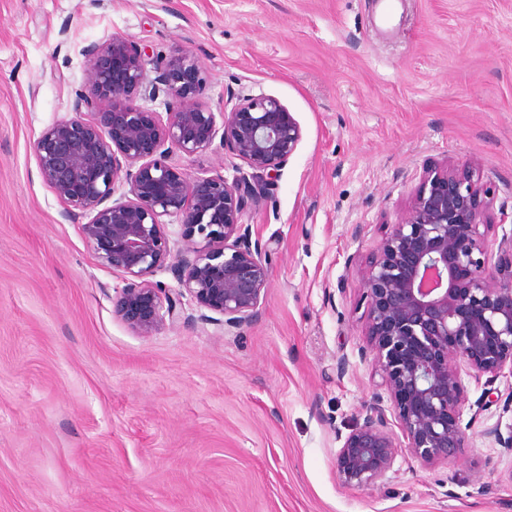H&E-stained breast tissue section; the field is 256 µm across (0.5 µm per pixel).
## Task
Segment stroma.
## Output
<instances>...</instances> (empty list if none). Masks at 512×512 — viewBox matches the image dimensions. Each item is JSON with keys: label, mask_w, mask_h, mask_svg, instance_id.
Here are the masks:
<instances>
[{"label": "stroma", "mask_w": 512, "mask_h": 512, "mask_svg": "<svg viewBox=\"0 0 512 512\" xmlns=\"http://www.w3.org/2000/svg\"><path fill=\"white\" fill-rule=\"evenodd\" d=\"M0 0V512H512V380L480 417L465 379L456 459L399 448L367 488L336 454L389 407L363 351L359 276L426 169L473 167L489 251L512 236V0ZM193 54L199 99L276 97L303 139L246 223L267 243L259 318L150 337L112 312L126 281L87 249L34 143L70 116L85 46ZM345 371H338L340 359Z\"/></svg>", "instance_id": "1"}]
</instances>
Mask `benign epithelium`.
I'll use <instances>...</instances> for the list:
<instances>
[{
  "instance_id": "1",
  "label": "benign epithelium",
  "mask_w": 512,
  "mask_h": 512,
  "mask_svg": "<svg viewBox=\"0 0 512 512\" xmlns=\"http://www.w3.org/2000/svg\"><path fill=\"white\" fill-rule=\"evenodd\" d=\"M84 88L72 116L54 121L34 143L43 180L64 204L62 216L87 219L80 230L105 266L123 273L113 312L150 337L184 320L183 298L199 319L229 331L259 317L269 280L266 245L244 222L248 202L266 197L303 138L300 123L277 98L236 97L216 113L197 99L202 69L188 53L154 64L141 105L144 48L121 36L92 43ZM244 167L228 180L190 176L168 162L213 151L215 139ZM248 171H243V168ZM127 190L114 198L117 186ZM484 189L469 168L426 173L405 216L380 241L362 271L366 350L378 364L406 447L426 464L448 462L461 447L462 375L487 376V386L512 377V238L500 242L493 272L479 226ZM166 217L180 224L172 249ZM169 270L176 288H160ZM398 445L381 409L344 439L339 481L369 487L393 467Z\"/></svg>"
}]
</instances>
